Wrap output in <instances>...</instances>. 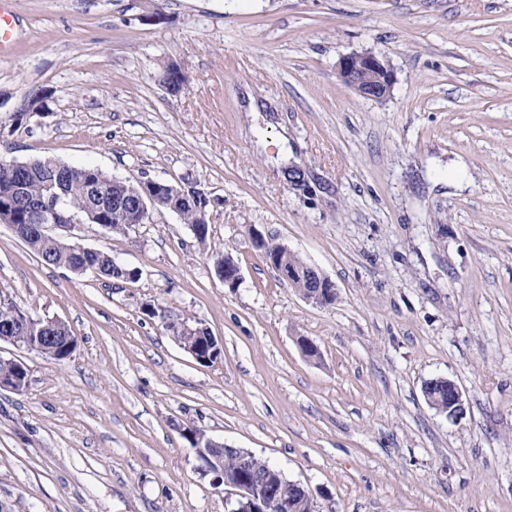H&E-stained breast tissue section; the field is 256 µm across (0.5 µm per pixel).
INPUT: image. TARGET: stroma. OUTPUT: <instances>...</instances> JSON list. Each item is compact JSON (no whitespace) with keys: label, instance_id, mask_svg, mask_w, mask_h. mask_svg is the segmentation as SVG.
<instances>
[{"label":"stroma","instance_id":"1","mask_svg":"<svg viewBox=\"0 0 512 512\" xmlns=\"http://www.w3.org/2000/svg\"><path fill=\"white\" fill-rule=\"evenodd\" d=\"M12 11L0 156L194 185L211 224L204 244L166 210L121 233L77 225L132 281L45 265L0 224V299L78 341L61 362L0 343L29 376L0 389L7 512H230L187 425L304 484L316 512H512V0ZM366 51L393 70L384 100L338 75ZM171 63L177 94L160 83ZM257 232L327 276L335 303L300 297ZM151 307L208 327L223 357L198 364ZM439 376L462 388V418L427 404Z\"/></svg>","mask_w":512,"mask_h":512}]
</instances>
